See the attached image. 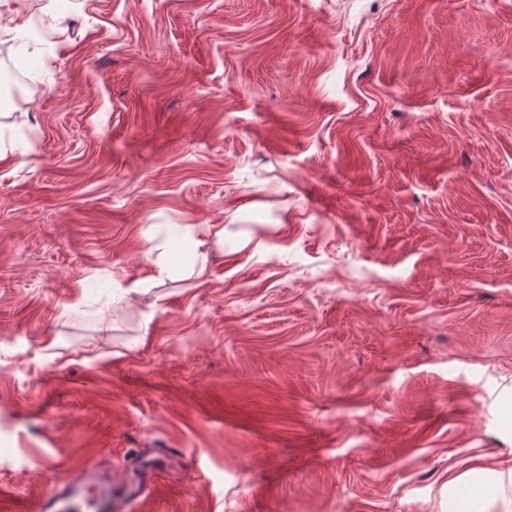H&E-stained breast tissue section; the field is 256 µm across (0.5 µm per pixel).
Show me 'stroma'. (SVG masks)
I'll return each instance as SVG.
<instances>
[{
	"label": "stroma",
	"mask_w": 512,
	"mask_h": 512,
	"mask_svg": "<svg viewBox=\"0 0 512 512\" xmlns=\"http://www.w3.org/2000/svg\"><path fill=\"white\" fill-rule=\"evenodd\" d=\"M17 15L0 498L88 471L115 512H448L512 467V0ZM188 224L224 227L204 281Z\"/></svg>",
	"instance_id": "35a3bbf8"
}]
</instances>
